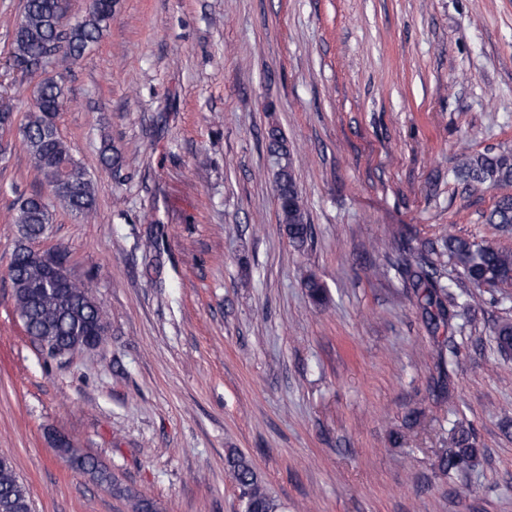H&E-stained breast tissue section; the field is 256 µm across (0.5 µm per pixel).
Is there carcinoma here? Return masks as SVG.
Instances as JSON below:
<instances>
[{
	"mask_svg": "<svg viewBox=\"0 0 512 512\" xmlns=\"http://www.w3.org/2000/svg\"><path fill=\"white\" fill-rule=\"evenodd\" d=\"M115 0H91L81 20L68 27L62 24L67 0H25L23 11L13 31L9 50L10 66L22 73H52L44 78L34 92L33 102L27 107L24 121L17 131L29 153L33 165L42 175L51 171L80 172L69 192H54V200L66 210L86 219L96 210V186L85 166L73 154L61 137L57 119L67 102L66 79L71 67L88 48L101 41L112 21ZM268 154L280 157L273 167L276 182V200L279 224L289 244L302 250L312 238L304 198L294 175L290 152L283 133L277 128L268 131ZM102 164L110 170H119L122 159L112 147L103 142L100 150ZM453 175L472 185L497 186L512 183V155L482 153L465 158ZM14 223L22 238L13 251L11 261L16 270L11 279L16 312L24 329L32 336H43L45 341L67 343L75 336H96L107 327L101 310L84 297L81 285L70 286L72 297L81 301L71 308L63 296L38 288L44 279V270L28 261L29 243L45 235L52 223L50 205L40 193L20 194L13 202ZM489 224L512 225V195L497 198L486 216ZM377 249L385 253L387 268L402 277L414 290H422L420 307L433 330L451 323L461 316L460 309L468 307L471 289L512 284V251L475 240L448 234L441 249L412 245V239L401 237L398 244L382 242ZM454 267L459 280L445 284L438 267L442 259ZM308 296L317 307L327 303L324 284L314 275L304 281ZM497 347L504 354L512 353V320L503 319L494 327ZM459 365L457 348L453 341L440 348L438 367L441 375ZM478 449L474 447L470 431L452 428L451 447L442 450L438 469L445 475L454 471L465 474L475 466ZM71 463L112 488V494L135 500L136 512H157L155 504L137 495L123 485L102 464L89 455H77ZM234 483L243 499L245 512H277L278 504L258 478L251 463L242 456L228 460ZM0 512H31L30 493L17 476L13 463L0 462Z\"/></svg>",
	"mask_w": 512,
	"mask_h": 512,
	"instance_id": "cac0c4a2",
	"label": "carcinoma"
}]
</instances>
